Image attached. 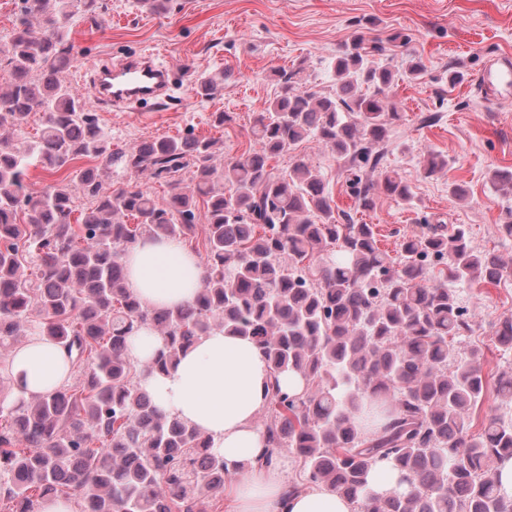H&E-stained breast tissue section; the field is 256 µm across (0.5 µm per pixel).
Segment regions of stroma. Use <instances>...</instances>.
<instances>
[{"label": "stroma", "instance_id": "1", "mask_svg": "<svg viewBox=\"0 0 512 512\" xmlns=\"http://www.w3.org/2000/svg\"><path fill=\"white\" fill-rule=\"evenodd\" d=\"M384 41L379 64L395 75L391 98L401 115L395 126L388 167L408 184L411 199L402 202L377 193L372 210L357 212L339 164L315 142L295 150L321 171L337 210L356 213L375 225L379 246L397 257L402 236L419 231L424 221L443 219L462 224L472 246L499 255L509 266L496 284L462 286L460 299L474 322L465 344L482 348L485 394L471 414V433L480 432L503 414L498 379L512 365L494 334L495 323L512 314V238L498 231L512 196L495 193L493 170H512V104H500L476 82L492 54H512V0H173L158 15L137 7L135 0H100L97 19L78 18L73 26L74 60L66 72L72 86L91 64L117 60L151 47L172 66L170 95L153 112H104L102 126L112 134L113 148L145 139L176 136L194 130L224 143L225 159L249 147L248 131L277 92L272 72L304 67L317 90L330 91L333 62L356 30ZM406 43L390 42L394 33ZM421 60L422 74L406 73ZM461 72L449 83V69ZM223 73L224 87L205 98L197 93L202 79ZM227 112L232 122L214 127L212 115ZM436 114L424 125L421 115ZM448 159L436 176L424 177V153ZM466 188L463 199L449 189Z\"/></svg>", "mask_w": 512, "mask_h": 512}]
</instances>
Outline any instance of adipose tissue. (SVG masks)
I'll list each match as a JSON object with an SVG mask.
<instances>
[{
  "instance_id": "ef3b65f1",
  "label": "adipose tissue",
  "mask_w": 512,
  "mask_h": 512,
  "mask_svg": "<svg viewBox=\"0 0 512 512\" xmlns=\"http://www.w3.org/2000/svg\"><path fill=\"white\" fill-rule=\"evenodd\" d=\"M127 285L152 309H174L193 301L206 268L175 239L147 236L124 255ZM162 339L142 327L130 341L141 365V387L158 409L179 417L211 438L232 475L234 512H357L354 504L321 485L288 490L287 458L266 456V437L258 417L267 404L269 367L251 339L215 329L200 337L163 373L147 371ZM12 400L46 395L67 381L73 367L66 353L39 334L13 349L9 358Z\"/></svg>"
}]
</instances>
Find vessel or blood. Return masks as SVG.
<instances>
[{"mask_svg":"<svg viewBox=\"0 0 512 512\" xmlns=\"http://www.w3.org/2000/svg\"><path fill=\"white\" fill-rule=\"evenodd\" d=\"M171 70L154 50H142L115 63L95 66L90 77L93 99L114 112L138 110L140 104L165 97ZM495 100L512 102V58L492 57L477 78Z\"/></svg>","mask_w":512,"mask_h":512,"instance_id":"obj_1","label":"vessel or blood"}]
</instances>
